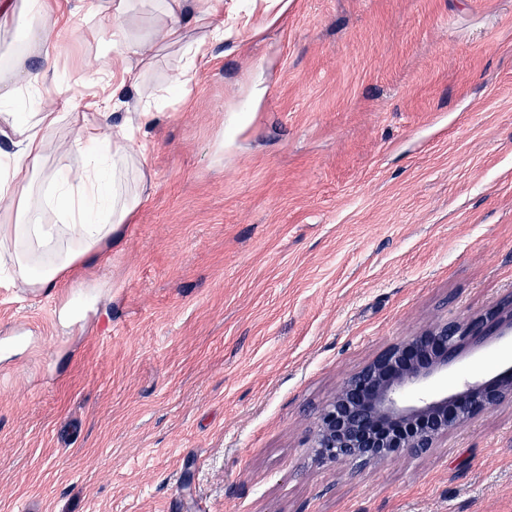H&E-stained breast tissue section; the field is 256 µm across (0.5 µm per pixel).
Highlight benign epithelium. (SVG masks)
<instances>
[{
  "instance_id": "obj_1",
  "label": "benign epithelium",
  "mask_w": 512,
  "mask_h": 512,
  "mask_svg": "<svg viewBox=\"0 0 512 512\" xmlns=\"http://www.w3.org/2000/svg\"><path fill=\"white\" fill-rule=\"evenodd\" d=\"M494 334L512 335V294L484 313L433 323L382 350L320 410L313 442L317 460L344 462L357 473L401 453L423 455L448 432L511 400L509 370L489 381H466L451 394L427 389L462 344Z\"/></svg>"
}]
</instances>
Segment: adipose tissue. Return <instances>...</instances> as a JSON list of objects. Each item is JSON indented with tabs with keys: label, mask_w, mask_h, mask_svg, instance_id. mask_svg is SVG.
<instances>
[{
	"label": "adipose tissue",
	"mask_w": 512,
	"mask_h": 512,
	"mask_svg": "<svg viewBox=\"0 0 512 512\" xmlns=\"http://www.w3.org/2000/svg\"><path fill=\"white\" fill-rule=\"evenodd\" d=\"M163 17L162 36L177 42L190 25L205 28L204 40L195 43V55H204L208 42L224 38V0H155ZM130 9L129 0H76L73 13H85L107 24L113 54L101 82L121 71L124 82H135L148 58L143 41L120 25ZM30 17L29 35L22 53L13 55L10 80H0V136L14 147L0 164V265L10 266L16 281L36 291L50 287L73 272L86 258L102 255L119 241L136 209L148 196L153 177L126 150L129 130L112 135L108 123L111 97L94 100L99 122L78 127L67 152L86 159L88 167L78 180L47 169V131L63 118L62 106L70 96L54 80V47L66 26L59 0H0V30ZM39 68H29L30 58ZM42 90L46 108L19 114L13 107L27 88ZM67 223H57L58 214Z\"/></svg>",
	"instance_id": "1"
}]
</instances>
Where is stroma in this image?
Instances as JSON below:
<instances>
[{"instance_id":"35a3bbf8","label":"stroma","mask_w":512,"mask_h":512,"mask_svg":"<svg viewBox=\"0 0 512 512\" xmlns=\"http://www.w3.org/2000/svg\"><path fill=\"white\" fill-rule=\"evenodd\" d=\"M240 32L153 48L110 123L149 106V197L39 293L0 269V512H512V402L358 475L312 448L320 408L386 347L512 294V0H226ZM71 115L112 50L72 21ZM187 99L165 97L183 72ZM512 366L460 347L432 391Z\"/></svg>"}]
</instances>
